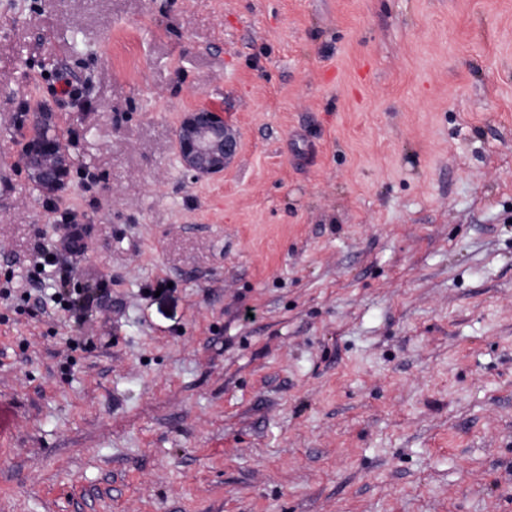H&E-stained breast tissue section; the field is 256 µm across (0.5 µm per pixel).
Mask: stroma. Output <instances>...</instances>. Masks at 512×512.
<instances>
[{
	"label": "stroma",
	"instance_id": "1",
	"mask_svg": "<svg viewBox=\"0 0 512 512\" xmlns=\"http://www.w3.org/2000/svg\"><path fill=\"white\" fill-rule=\"evenodd\" d=\"M2 173L0 512H512V0H0ZM239 149L237 135L224 124L220 112L200 107L182 117L175 138L178 159L187 172L217 174ZM20 163L37 186L44 192L55 193L69 180L72 160L53 140H44L37 134L25 143Z\"/></svg>",
	"mask_w": 512,
	"mask_h": 512
}]
</instances>
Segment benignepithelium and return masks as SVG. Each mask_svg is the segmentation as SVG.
Here are the masks:
<instances>
[{
  "label": "benign epithelium",
  "instance_id": "1",
  "mask_svg": "<svg viewBox=\"0 0 512 512\" xmlns=\"http://www.w3.org/2000/svg\"><path fill=\"white\" fill-rule=\"evenodd\" d=\"M238 149L237 135L224 124L221 113L208 107L185 113L176 129L178 159L185 171L195 175L223 172ZM20 163L47 193L65 187L72 167V160L57 142L36 134L25 143Z\"/></svg>",
  "mask_w": 512,
  "mask_h": 512
}]
</instances>
